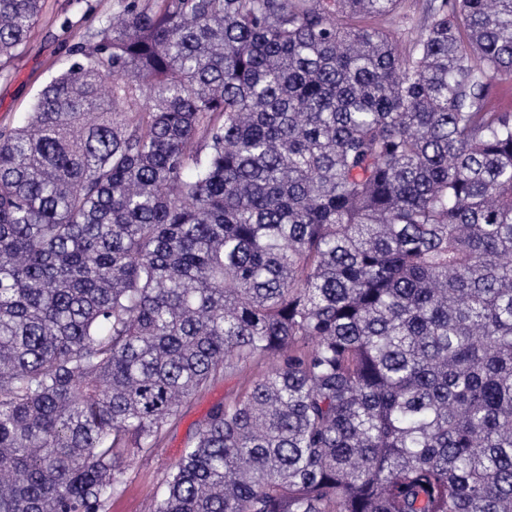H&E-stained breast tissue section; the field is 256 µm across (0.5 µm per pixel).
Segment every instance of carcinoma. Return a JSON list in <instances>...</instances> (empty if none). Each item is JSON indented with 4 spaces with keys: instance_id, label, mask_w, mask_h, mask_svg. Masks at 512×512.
<instances>
[{
    "instance_id": "cac0c4a2",
    "label": "carcinoma",
    "mask_w": 512,
    "mask_h": 512,
    "mask_svg": "<svg viewBox=\"0 0 512 512\" xmlns=\"http://www.w3.org/2000/svg\"><path fill=\"white\" fill-rule=\"evenodd\" d=\"M43 0H0V65ZM0 129V512H512V0H120ZM427 2L425 0H402L400 6V17L390 20L378 21V25L395 30L402 39L403 49L409 47L420 29V25L426 16ZM404 16V19L402 18ZM267 367L259 360L242 371L218 376L183 403L156 448L127 458L122 467V491L109 501L107 512H143L151 500L160 498L165 474L179 460L190 436L209 410L234 398L250 379L264 373Z\"/></svg>"
}]
</instances>
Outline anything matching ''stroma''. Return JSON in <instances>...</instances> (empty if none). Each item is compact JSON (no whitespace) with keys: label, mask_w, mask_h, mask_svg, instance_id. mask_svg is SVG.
<instances>
[{"label":"stroma","mask_w":512,"mask_h":512,"mask_svg":"<svg viewBox=\"0 0 512 512\" xmlns=\"http://www.w3.org/2000/svg\"><path fill=\"white\" fill-rule=\"evenodd\" d=\"M118 10V0H44L26 44L0 67V127L16 125L43 84L68 67L71 46ZM266 369V363L259 360L218 376L183 403L156 448L127 458L122 467V490L109 501L107 512H144L151 500L161 497L167 471L179 460L209 410L234 398Z\"/></svg>","instance_id":"obj_1"}]
</instances>
